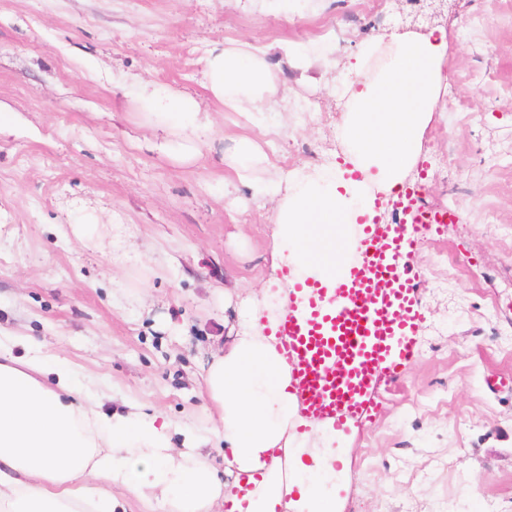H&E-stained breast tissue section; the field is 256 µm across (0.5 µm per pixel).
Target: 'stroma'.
<instances>
[{
    "instance_id": "obj_1",
    "label": "stroma",
    "mask_w": 512,
    "mask_h": 512,
    "mask_svg": "<svg viewBox=\"0 0 512 512\" xmlns=\"http://www.w3.org/2000/svg\"><path fill=\"white\" fill-rule=\"evenodd\" d=\"M441 31L448 67L408 183L456 208L414 271L426 320L374 422L339 433L336 512H512V0H0V336L31 338L183 434L210 425V356L270 302L279 197L295 170L342 163L365 42ZM266 48L280 100L246 118L203 87L208 50ZM332 44L301 64L298 45ZM195 96V157L141 112L142 83ZM266 161L240 179V138ZM264 159L259 146L252 139H245L240 142L237 152L234 156L224 158V163L230 167H234L239 171L245 172L247 168L243 163L250 159Z\"/></svg>"
}]
</instances>
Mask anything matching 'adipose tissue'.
<instances>
[{
  "label": "adipose tissue",
  "instance_id": "ef3b65f1",
  "mask_svg": "<svg viewBox=\"0 0 512 512\" xmlns=\"http://www.w3.org/2000/svg\"><path fill=\"white\" fill-rule=\"evenodd\" d=\"M444 37L404 33L368 42L357 59L360 76L344 125L348 166L302 167L289 179L279 205L282 264L296 278L333 283L342 256L353 255L352 226L372 192L391 195L417 163L423 133L435 110L446 64ZM205 87L225 111H268L279 75L267 52L247 43L214 45L205 60ZM144 112L181 118L186 152L204 142L210 126L192 95L143 84ZM287 303L268 312L255 306L248 331L228 351L216 352L206 371L217 412L211 431L188 434L186 450L171 443L172 424L145 417L139 405L100 412L101 396L85 388L67 359L42 357L28 338L0 339V512H116L113 488L154 502L156 512H280L287 507L288 474L303 465L288 436L298 411L275 336ZM24 348L25 356L14 353ZM223 442L230 455L216 472L203 445ZM333 432L313 453L322 479L302 487L298 512H335L326 483L336 476Z\"/></svg>",
  "mask_w": 512,
  "mask_h": 512
}]
</instances>
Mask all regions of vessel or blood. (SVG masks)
Wrapping results in <instances>:
<instances>
[{"mask_svg": "<svg viewBox=\"0 0 512 512\" xmlns=\"http://www.w3.org/2000/svg\"><path fill=\"white\" fill-rule=\"evenodd\" d=\"M424 193L422 183L403 185L391 223L359 216L358 256L342 263L334 287L283 275L289 297L306 300L303 311H288L273 328L303 421L325 419L343 432L350 422L371 420L378 383L398 380L415 358L425 319L411 275L415 255L443 225L460 220L456 209L427 207Z\"/></svg>", "mask_w": 512, "mask_h": 512, "instance_id": "obj_1", "label": "vessel or blood"}]
</instances>
